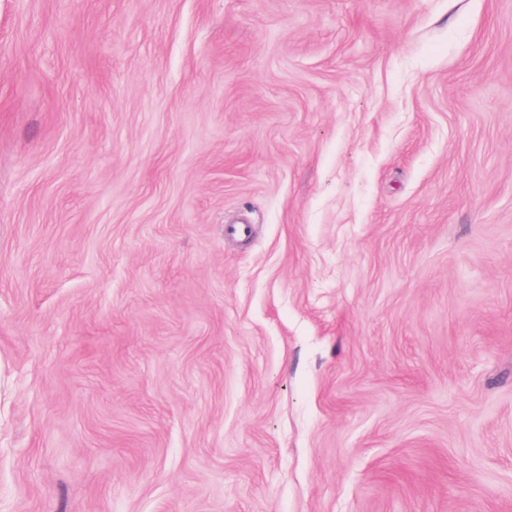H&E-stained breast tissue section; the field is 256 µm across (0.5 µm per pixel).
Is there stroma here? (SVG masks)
Returning <instances> with one entry per match:
<instances>
[{
    "mask_svg": "<svg viewBox=\"0 0 512 512\" xmlns=\"http://www.w3.org/2000/svg\"><path fill=\"white\" fill-rule=\"evenodd\" d=\"M0 512H512V0H0Z\"/></svg>",
    "mask_w": 512,
    "mask_h": 512,
    "instance_id": "stroma-1",
    "label": "stroma"
}]
</instances>
